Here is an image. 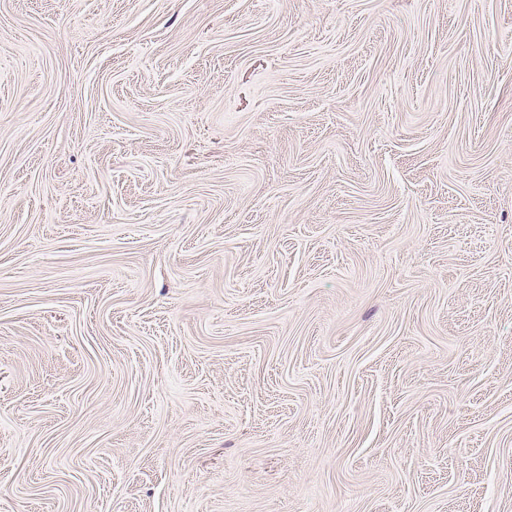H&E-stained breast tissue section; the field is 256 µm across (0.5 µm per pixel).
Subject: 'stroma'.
Wrapping results in <instances>:
<instances>
[{"label": "stroma", "instance_id": "stroma-1", "mask_svg": "<svg viewBox=\"0 0 512 512\" xmlns=\"http://www.w3.org/2000/svg\"><path fill=\"white\" fill-rule=\"evenodd\" d=\"M0 512H512V0H0Z\"/></svg>", "mask_w": 512, "mask_h": 512}]
</instances>
